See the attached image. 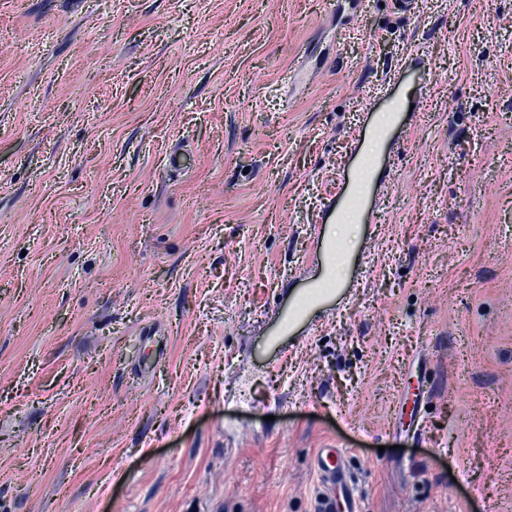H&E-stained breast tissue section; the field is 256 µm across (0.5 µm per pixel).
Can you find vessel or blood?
<instances>
[{
  "label": "vessel or blood",
  "mask_w": 512,
  "mask_h": 512,
  "mask_svg": "<svg viewBox=\"0 0 512 512\" xmlns=\"http://www.w3.org/2000/svg\"><path fill=\"white\" fill-rule=\"evenodd\" d=\"M414 67L408 63H400L396 68V79L401 86L400 94L394 95L385 104L384 111L372 114V122L368 128L373 139L367 144L366 150L373 157L371 166H362L352 162L341 194L327 203L322 221L334 224L341 219L356 220L362 223H375L374 188L380 172L390 163L393 147L398 143L404 122L406 97L404 88L412 84ZM317 246L325 254V279L331 280V287H322L321 283L311 281L302 285L297 296L287 306L277 311V324L274 336L293 332L308 318L310 312L319 306L331 304L343 290L342 284L333 280L335 273L334 257L336 242L325 232H318ZM315 467L325 491L317 500L316 512H336V498L333 488H341L348 504L349 512H359L356 498L354 476L350 471L347 453L341 448H322L315 456Z\"/></svg>",
  "instance_id": "b4317fda"
}]
</instances>
